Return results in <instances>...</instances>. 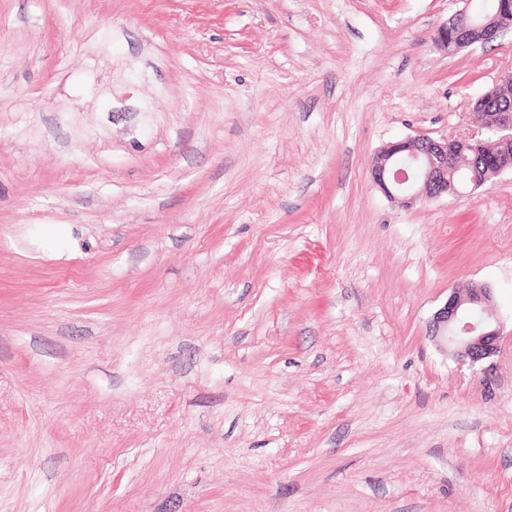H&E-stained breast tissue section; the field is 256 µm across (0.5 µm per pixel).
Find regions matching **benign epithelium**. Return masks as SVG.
I'll return each instance as SVG.
<instances>
[{"mask_svg": "<svg viewBox=\"0 0 512 512\" xmlns=\"http://www.w3.org/2000/svg\"><path fill=\"white\" fill-rule=\"evenodd\" d=\"M461 2L464 7L441 25L435 36L439 49L449 54L490 42L512 24V9L475 21L469 15V0ZM511 91L512 66L497 74L488 91L475 100L474 109H480L488 97ZM481 129L487 137L460 134L433 138L420 134L391 142L376 155L372 180L387 198L409 208L458 197L461 192L452 174L459 158L466 150L486 143L491 146L490 153L483 156L488 170L495 175L512 172V111L493 113L481 122ZM499 335L493 291L488 287L452 292L432 321V336L439 346L473 364L496 353Z\"/></svg>", "mask_w": 512, "mask_h": 512, "instance_id": "benign-epithelium-1", "label": "benign epithelium"}]
</instances>
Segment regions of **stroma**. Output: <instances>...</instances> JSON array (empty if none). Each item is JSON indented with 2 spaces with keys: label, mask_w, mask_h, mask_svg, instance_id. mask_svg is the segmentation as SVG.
<instances>
[{
  "label": "stroma",
  "mask_w": 512,
  "mask_h": 512,
  "mask_svg": "<svg viewBox=\"0 0 512 512\" xmlns=\"http://www.w3.org/2000/svg\"><path fill=\"white\" fill-rule=\"evenodd\" d=\"M460 0H0V512H512V172L406 208L512 30ZM488 286L496 354L434 314ZM464 7L452 15L436 32L435 42L439 49L454 54L474 44L493 41L502 30L512 23L510 10L499 11L495 16L472 20L469 15V0H460Z\"/></svg>",
  "instance_id": "35a3bbf8"
}]
</instances>
